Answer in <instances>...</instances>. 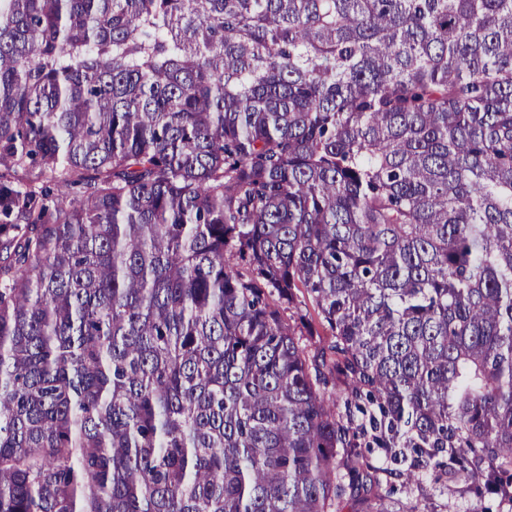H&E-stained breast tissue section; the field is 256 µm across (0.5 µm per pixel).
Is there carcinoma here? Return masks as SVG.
<instances>
[{"mask_svg": "<svg viewBox=\"0 0 512 512\" xmlns=\"http://www.w3.org/2000/svg\"><path fill=\"white\" fill-rule=\"evenodd\" d=\"M466 496L512 512V0H0V512Z\"/></svg>", "mask_w": 512, "mask_h": 512, "instance_id": "obj_1", "label": "carcinoma"}]
</instances>
